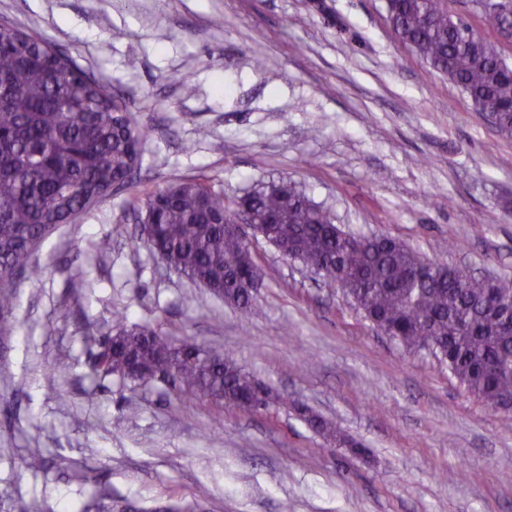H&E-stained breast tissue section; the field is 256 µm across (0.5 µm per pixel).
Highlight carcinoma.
Returning <instances> with one entry per match:
<instances>
[{
  "mask_svg": "<svg viewBox=\"0 0 512 512\" xmlns=\"http://www.w3.org/2000/svg\"><path fill=\"white\" fill-rule=\"evenodd\" d=\"M399 39L470 99L493 112L496 131L512 138V66L496 49L462 33L442 0H387ZM106 85L50 54L14 26L0 28V335L13 328L15 288L34 282L41 244L124 186L140 163L147 131L124 119ZM140 240L170 269L238 309L251 307L264 273L232 231L236 213L254 231L290 247L288 259L316 267L375 327L409 350L426 351L487 406L512 401V284L429 260L384 235L362 236L334 224L296 184L271 182L235 196L201 180L154 190ZM100 344L95 377L166 381L182 393L250 410L254 378L234 360L149 327L117 331ZM339 445L349 440L309 417Z\"/></svg>",
  "mask_w": 512,
  "mask_h": 512,
  "instance_id": "1",
  "label": "carcinoma"
}]
</instances>
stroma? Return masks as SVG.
Returning <instances> with one entry per match:
<instances>
[{
  "label": "stroma",
  "mask_w": 512,
  "mask_h": 512,
  "mask_svg": "<svg viewBox=\"0 0 512 512\" xmlns=\"http://www.w3.org/2000/svg\"><path fill=\"white\" fill-rule=\"evenodd\" d=\"M447 9L512 64L479 0ZM4 20L105 84L149 137L131 184L61 225L35 256L40 282L16 290L0 335V512L107 495L129 512H512V411L389 339L334 284L256 237L264 282L242 312L134 243L167 183L231 198L288 180L345 230L512 280V139L399 40L386 0H0ZM118 311L231 357L272 404L94 377ZM31 453L42 470L23 466Z\"/></svg>",
  "instance_id": "stroma-1"
}]
</instances>
